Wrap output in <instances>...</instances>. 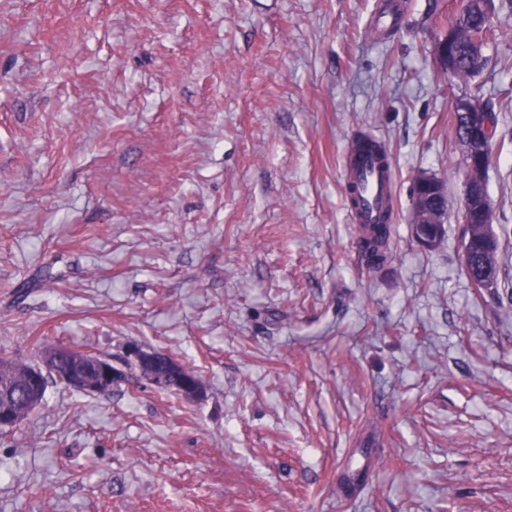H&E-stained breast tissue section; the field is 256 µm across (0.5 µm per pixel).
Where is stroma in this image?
Here are the masks:
<instances>
[{
	"label": "stroma",
	"mask_w": 512,
	"mask_h": 512,
	"mask_svg": "<svg viewBox=\"0 0 512 512\" xmlns=\"http://www.w3.org/2000/svg\"><path fill=\"white\" fill-rule=\"evenodd\" d=\"M459 4L0 0V350L136 345L205 387L49 382L0 430V512H512V0L467 80L435 62ZM462 95L498 117L482 289ZM364 132L396 173L378 269L342 176ZM421 172L448 197L433 249ZM413 233L425 248L437 247L444 236L447 194L443 183L433 175L418 174L414 181ZM432 248V249H433Z\"/></svg>",
	"instance_id": "obj_1"
}]
</instances>
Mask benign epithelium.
Here are the masks:
<instances>
[{
    "mask_svg": "<svg viewBox=\"0 0 512 512\" xmlns=\"http://www.w3.org/2000/svg\"><path fill=\"white\" fill-rule=\"evenodd\" d=\"M449 41L440 39L435 47V60L448 75L454 77L458 68L449 54ZM453 111L465 116L466 139L465 195L463 210H478L483 214V223H491L489 200L485 194L483 177L487 168L486 153L490 145L489 123L486 115L471 97L459 96L453 103ZM447 216V194L443 183L433 175L421 173L414 179V208L411 218L413 233L425 248L438 246L444 236ZM158 352L144 351L138 347L128 349L126 356L116 362L112 359L75 351L65 347L49 349L38 368L31 376L41 380L48 373H55V366L65 361L68 367L63 374H57L68 386L91 395L108 393L112 387L124 380L128 374L127 365L137 368L139 375L154 389H160L154 364ZM174 391L187 398H197L203 392L199 378H186L174 387ZM17 406L0 407V428H12L21 421L18 407L30 410L40 404V394L33 391L18 392Z\"/></svg>",
    "mask_w": 512,
    "mask_h": 512,
    "instance_id": "benign-epithelium-1",
    "label": "benign epithelium"
}]
</instances>
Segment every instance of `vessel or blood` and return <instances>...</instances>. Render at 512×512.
<instances>
[{"instance_id":"1","label":"vessel or blood","mask_w":512,"mask_h":512,"mask_svg":"<svg viewBox=\"0 0 512 512\" xmlns=\"http://www.w3.org/2000/svg\"><path fill=\"white\" fill-rule=\"evenodd\" d=\"M343 175L353 188L354 201L348 206L349 218L356 227L381 223L386 210L395 203L396 179L390 161L374 151L349 146L343 156Z\"/></svg>"}]
</instances>
